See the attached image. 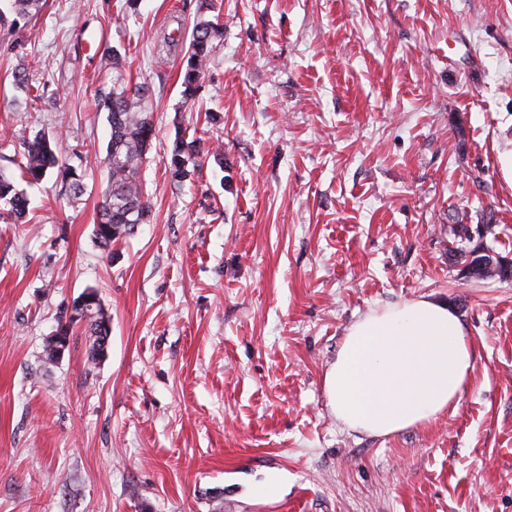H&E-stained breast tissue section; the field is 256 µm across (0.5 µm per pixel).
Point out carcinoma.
<instances>
[{
  "instance_id": "obj_1",
  "label": "carcinoma",
  "mask_w": 512,
  "mask_h": 512,
  "mask_svg": "<svg viewBox=\"0 0 512 512\" xmlns=\"http://www.w3.org/2000/svg\"><path fill=\"white\" fill-rule=\"evenodd\" d=\"M223 35L224 25L217 20H201L196 24L186 67L179 73L183 97L191 99L196 96L199 79L214 43L221 40ZM148 91L144 84L131 87L119 84L113 86L112 92L103 99L109 114L111 133L103 159L107 183L99 205V221L95 224L94 236L104 249L109 248L112 242L132 235L137 225L149 222V198L138 178L139 167L150 148L153 135L150 113L140 105ZM22 147L18 168L27 182L37 183L49 170L59 166L55 139L38 134L23 140ZM199 153V140H190L181 132H176L169 151L168 172L171 180L182 183L193 179L197 168L194 158ZM61 188L72 199L80 197L83 192L81 175L74 168L65 167ZM26 208L24 192L16 188L12 177L0 171V218L14 224L24 218ZM90 296L96 301V316L84 325V329L92 337L89 357L95 361L98 359V336L111 329V318L105 312L97 292L91 291Z\"/></svg>"
}]
</instances>
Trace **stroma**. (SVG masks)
<instances>
[{"label":"stroma","mask_w":512,"mask_h":512,"mask_svg":"<svg viewBox=\"0 0 512 512\" xmlns=\"http://www.w3.org/2000/svg\"><path fill=\"white\" fill-rule=\"evenodd\" d=\"M123 4L0 0V170L22 131L87 168L74 200L55 174L19 178L26 220L0 221V512H512V278L464 280L459 258L512 260V0ZM215 17L185 99L193 28ZM119 78L149 88L151 213L107 252L97 100ZM179 130L203 149L182 184ZM89 287L105 355L78 328L45 363ZM421 295L460 318L471 384L428 425L347 431L328 365L359 317ZM224 35V25L216 21L200 20L192 33L190 42V53L187 64L179 73L180 87L182 96L186 99H192L196 96L199 89V79L203 73L214 43L220 41ZM199 153V140L195 138L188 140L180 131H177L169 151L168 172L171 180L177 183L192 180L198 167L194 158ZM88 290L91 291L90 296L96 301L94 307V312L96 313V316L95 318H91V320L88 321L84 326H82V324L77 325L78 320H74L71 317H68V314H72L73 304L71 305L69 310L66 309L64 315L60 317L57 324V330L63 336H56V333H54L52 336L56 356L58 359L63 356L65 350L69 347L70 335L73 332L74 327H84L85 331L92 339L91 346L89 348V357L92 361H96L97 359H99L98 356L96 355V349L99 340L97 336L101 337V344L104 345V352H106L111 336H102L101 334L104 330H111V318L105 312L97 292L93 288H86L76 300H78ZM76 300H74L73 302H75ZM106 323H108V325L105 327L104 324Z\"/></svg>","instance_id":"35a3bbf8"}]
</instances>
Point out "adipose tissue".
<instances>
[{
  "label": "adipose tissue",
  "instance_id": "obj_1",
  "mask_svg": "<svg viewBox=\"0 0 512 512\" xmlns=\"http://www.w3.org/2000/svg\"><path fill=\"white\" fill-rule=\"evenodd\" d=\"M475 361L455 312L420 296L355 322L324 374V388L347 429L390 436L428 425L456 405Z\"/></svg>",
  "mask_w": 512,
  "mask_h": 512
}]
</instances>
